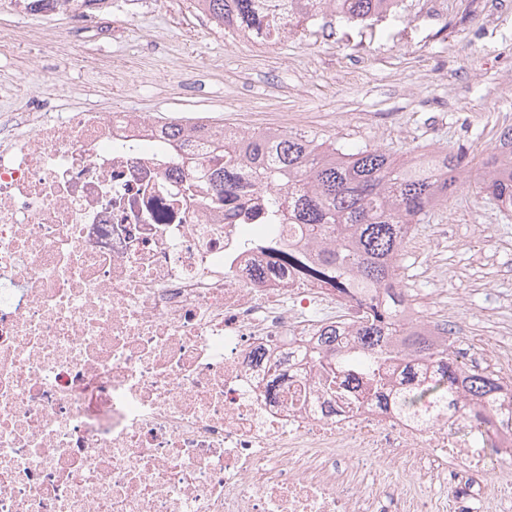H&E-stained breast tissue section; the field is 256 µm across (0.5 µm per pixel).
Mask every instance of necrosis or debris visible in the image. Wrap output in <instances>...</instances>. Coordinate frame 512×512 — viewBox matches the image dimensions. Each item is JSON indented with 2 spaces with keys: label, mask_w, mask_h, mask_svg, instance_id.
<instances>
[{
  "label": "necrosis or debris",
  "mask_w": 512,
  "mask_h": 512,
  "mask_svg": "<svg viewBox=\"0 0 512 512\" xmlns=\"http://www.w3.org/2000/svg\"><path fill=\"white\" fill-rule=\"evenodd\" d=\"M124 9L74 26L112 44ZM70 94L48 79L0 107V512H512L463 397L400 407L434 377L412 335L451 342L434 297L386 319L389 356L364 352L384 289L269 216L248 169L227 200L193 177L235 126L59 109Z\"/></svg>",
  "instance_id": "obj_1"
}]
</instances>
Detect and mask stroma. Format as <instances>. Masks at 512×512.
<instances>
[{"instance_id": "stroma-1", "label": "stroma", "mask_w": 512, "mask_h": 512, "mask_svg": "<svg viewBox=\"0 0 512 512\" xmlns=\"http://www.w3.org/2000/svg\"><path fill=\"white\" fill-rule=\"evenodd\" d=\"M120 47L88 51L70 13L25 22L24 40L44 56L65 54L74 102L99 110L209 112L254 132L285 128L347 149L378 147L397 158L422 150L467 153L470 166L447 205L424 226L443 236L434 270L428 247L408 243L399 282L412 297L438 294L454 314L461 346L490 340L488 310L512 295V216L479 194V161L512 125V0H404L399 13L364 23L318 17L273 45L236 43L194 31L186 8L152 12ZM167 39L148 50V34ZM95 67L112 82L97 95L84 78Z\"/></svg>"}]
</instances>
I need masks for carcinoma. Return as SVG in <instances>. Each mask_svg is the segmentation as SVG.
<instances>
[{
  "mask_svg": "<svg viewBox=\"0 0 512 512\" xmlns=\"http://www.w3.org/2000/svg\"><path fill=\"white\" fill-rule=\"evenodd\" d=\"M272 2L202 0L212 18L248 29L254 40L276 42L275 15L267 11ZM280 2L302 19L329 11L350 22L385 16L399 5V0ZM239 140L254 161L255 172L268 194V207L273 211L288 207L289 216L316 242L335 238L336 246L324 249V259L354 271L366 286H392L388 308L398 312L409 301L407 292L398 287V262L408 234L413 225L448 203L465 165V154L436 152L431 161L416 164L412 156L398 160L381 148L347 150L317 144L281 129L248 133ZM238 164L236 144L225 141L215 146L208 165L194 175L213 181L226 194L232 189ZM482 165L480 192L511 213L512 127L502 130ZM458 384L482 407L494 402L503 388L498 378L444 350L436 382L412 395L408 405L435 402ZM496 420L493 409L477 414V429L485 446Z\"/></svg>",
  "mask_w": 512,
  "mask_h": 512,
  "instance_id": "obj_1",
  "label": "carcinoma"
}]
</instances>
